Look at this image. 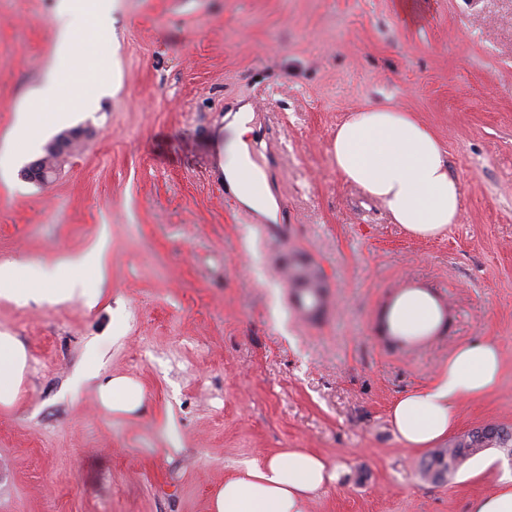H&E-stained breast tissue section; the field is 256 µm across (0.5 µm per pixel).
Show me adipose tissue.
<instances>
[{"instance_id": "obj_1", "label": "adipose tissue", "mask_w": 512, "mask_h": 512, "mask_svg": "<svg viewBox=\"0 0 512 512\" xmlns=\"http://www.w3.org/2000/svg\"><path fill=\"white\" fill-rule=\"evenodd\" d=\"M251 115L239 113L224 172L240 199L255 210L270 207L261 190L263 172L248 146ZM333 162L345 180L380 200L395 223L422 237L444 233L455 224L461 208L457 180L433 132L409 113L373 107L351 113L337 128ZM94 267L87 259L66 261L64 267L0 264V297L19 304L79 299L87 308L98 302L89 285ZM98 357L79 368L76 383L95 382L101 405L111 412L131 413L140 407V387L125 377L103 378ZM27 366L22 346L0 335V405L18 398ZM504 378L500 347L491 341L460 345L425 386L400 397L391 419L400 441L425 449L447 436L467 400L497 391ZM335 466L300 448L245 461L225 477L210 503L211 512H306L310 498L335 483Z\"/></svg>"}]
</instances>
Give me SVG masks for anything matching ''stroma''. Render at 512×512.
<instances>
[{"mask_svg": "<svg viewBox=\"0 0 512 512\" xmlns=\"http://www.w3.org/2000/svg\"><path fill=\"white\" fill-rule=\"evenodd\" d=\"M86 0H0V138L32 90L67 66L60 13ZM80 83L29 150L0 167V263L58 265L102 246L94 309L0 298V333L24 347L16 402L0 405V512H209L246 460L315 452L339 480L308 512H468L512 461L497 448L446 480L422 470L389 420L460 345L502 349L501 388L464 402L453 436L512 427V0H112L86 41ZM110 83L93 89L100 68ZM276 148L288 233L260 239L209 174L229 109ZM370 106L437 136L462 194L448 233L412 235L340 177L336 129ZM79 147L44 185L21 176L64 129ZM314 272L334 308H287L282 261ZM439 289L448 322L408 354L377 309L407 280ZM138 383L129 415L74 386ZM98 356H90L79 368L75 383L96 382L101 405L111 412L131 413L141 406L140 387L125 377L101 378Z\"/></svg>", "mask_w": 512, "mask_h": 512, "instance_id": "obj_1", "label": "stroma"}]
</instances>
